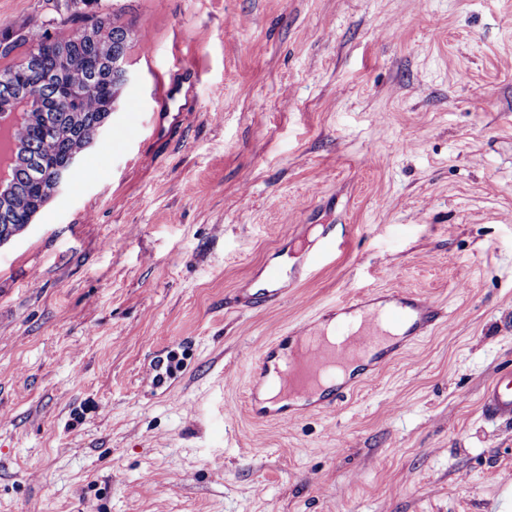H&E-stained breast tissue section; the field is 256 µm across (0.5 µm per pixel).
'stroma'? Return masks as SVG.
Returning a JSON list of instances; mask_svg holds the SVG:
<instances>
[{
	"instance_id": "35a3bbf8",
	"label": "stroma",
	"mask_w": 512,
	"mask_h": 512,
	"mask_svg": "<svg viewBox=\"0 0 512 512\" xmlns=\"http://www.w3.org/2000/svg\"><path fill=\"white\" fill-rule=\"evenodd\" d=\"M109 12L131 80L0 246V512H512V0H0V40ZM394 290L449 324L251 411L268 343ZM280 277V272L271 268L266 277L268 288H254V291L249 294L247 301H245V305L256 311L277 302L282 292L280 288L273 287L279 281ZM483 410L491 417L512 418V373L487 389L483 396Z\"/></svg>"
}]
</instances>
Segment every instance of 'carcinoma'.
<instances>
[{
  "label": "carcinoma",
  "mask_w": 512,
  "mask_h": 512,
  "mask_svg": "<svg viewBox=\"0 0 512 512\" xmlns=\"http://www.w3.org/2000/svg\"><path fill=\"white\" fill-rule=\"evenodd\" d=\"M47 37L21 62L0 66V114L28 106L14 177L0 199V226L22 227L51 200L53 176L82 150L118 92L112 61H124L132 42L131 30L109 15L55 38V53L45 49Z\"/></svg>",
  "instance_id": "obj_1"
}]
</instances>
